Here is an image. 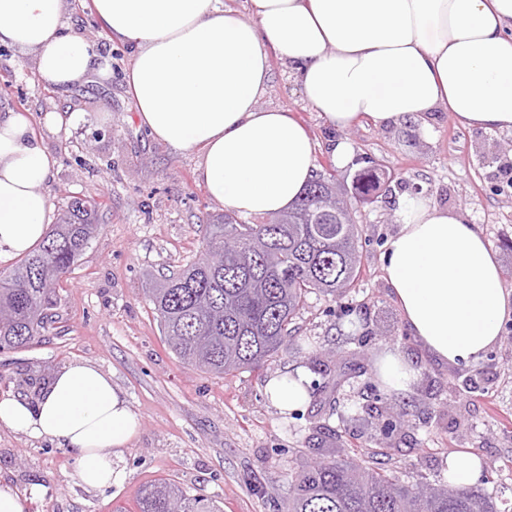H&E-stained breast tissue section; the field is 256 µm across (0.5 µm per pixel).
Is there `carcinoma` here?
Masks as SVG:
<instances>
[{"label":"carcinoma","instance_id":"carcinoma-1","mask_svg":"<svg viewBox=\"0 0 512 512\" xmlns=\"http://www.w3.org/2000/svg\"><path fill=\"white\" fill-rule=\"evenodd\" d=\"M362 191L381 190L377 169L358 174ZM95 210L74 199L30 254L0 270V350L30 346L54 323L56 287L95 237ZM360 225L333 179L306 186L286 212L254 224L229 213L204 225L205 253L172 275L145 274L162 335L177 358L224 376L260 369L292 336L289 325L311 293L350 290L361 266ZM356 462L347 449L310 461L291 479L287 512H501L491 492L438 482L405 483ZM139 512H221L169 480L144 485Z\"/></svg>","mask_w":512,"mask_h":512}]
</instances>
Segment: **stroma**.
I'll return each instance as SVG.
<instances>
[{
  "label": "stroma",
  "instance_id": "1",
  "mask_svg": "<svg viewBox=\"0 0 512 512\" xmlns=\"http://www.w3.org/2000/svg\"><path fill=\"white\" fill-rule=\"evenodd\" d=\"M71 33L93 42L106 74L58 88L44 82L31 56L0 46V113L27 111L56 164L44 185L59 218L70 197L96 208L97 237L62 280L56 321L42 343L0 352V397L35 400L27 378L53 379L77 360L98 364L140 417L120 464L129 479L86 490L75 480L71 449L0 426V477L32 493L30 512H138L139 489L166 479L190 494L216 499L222 512H283L300 450L314 426L345 425L346 447L364 454L387 438L379 468L431 481L450 453L471 452L490 468L478 490L512 504V320L500 342L470 365L437 362L411 336L384 277L387 241L398 232L410 198L459 212L496 253L512 292V128L471 129L438 110L385 125L363 120L335 129L305 100L288 66L271 56V80L259 104L295 112L316 144V173H332L361 225L360 275L350 293L309 294L296 332L273 361L222 377L182 364L159 330L144 295L145 270L169 274L203 251L202 226L223 213L197 178L199 152L182 153L148 135L128 94L130 51L114 45L92 0H68ZM73 115L50 130L45 114ZM353 147L338 164L334 141ZM374 162L387 191L358 195L357 175ZM418 369L411 391L383 401L382 417L359 408L384 347ZM333 361L321 392L284 417L265 393L267 381L309 355ZM347 411L339 422L333 406Z\"/></svg>",
  "mask_w": 512,
  "mask_h": 512
}]
</instances>
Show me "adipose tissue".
Instances as JSON below:
<instances>
[{
    "label": "adipose tissue",
    "mask_w": 512,
    "mask_h": 512,
    "mask_svg": "<svg viewBox=\"0 0 512 512\" xmlns=\"http://www.w3.org/2000/svg\"><path fill=\"white\" fill-rule=\"evenodd\" d=\"M114 41L132 52L125 74L149 134L200 150L197 177L225 210L288 209L315 170V146L293 113L260 107L270 56L293 68L308 103L335 128L386 124L443 108L465 126L512 128V0H248L243 19L221 0H93ZM67 0H0V44L32 56L56 87L82 82L99 57L67 33ZM28 112L0 113V251L28 253L45 235L43 186L55 160ZM384 273L411 333L443 363H475L512 317L495 254L460 213L415 198L388 242ZM376 372L409 391L417 371L398 351ZM297 366L267 383L281 414L309 401ZM0 425L75 452L85 488L124 484L116 459L137 414L90 361L63 367L36 402L0 398Z\"/></svg>",
    "instance_id": "1"
}]
</instances>
